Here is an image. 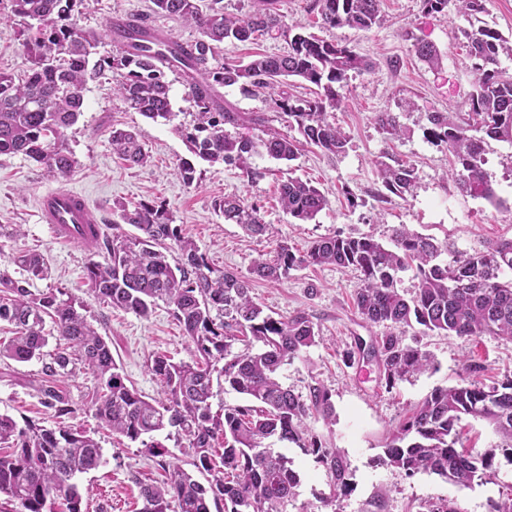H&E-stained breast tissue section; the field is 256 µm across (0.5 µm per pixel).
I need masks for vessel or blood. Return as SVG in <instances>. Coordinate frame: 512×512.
<instances>
[{
    "instance_id": "b4317fda",
    "label": "vessel or blood",
    "mask_w": 512,
    "mask_h": 512,
    "mask_svg": "<svg viewBox=\"0 0 512 512\" xmlns=\"http://www.w3.org/2000/svg\"><path fill=\"white\" fill-rule=\"evenodd\" d=\"M37 216L49 226L53 237L92 251L101 236L100 221L87 198L71 187H59L39 195Z\"/></svg>"
}]
</instances>
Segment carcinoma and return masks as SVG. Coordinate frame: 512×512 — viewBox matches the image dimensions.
<instances>
[{
  "label": "carcinoma",
  "instance_id": "carcinoma-1",
  "mask_svg": "<svg viewBox=\"0 0 512 512\" xmlns=\"http://www.w3.org/2000/svg\"><path fill=\"white\" fill-rule=\"evenodd\" d=\"M12 12L24 21V75L0 71V155L34 161L47 176H69L78 164L67 144L66 131L83 111L88 80L111 74L113 91L127 108L154 121L172 117L170 85L165 70L186 78L188 96L198 108L196 123L180 128L190 151L214 163L237 165L255 181L264 172L252 158L267 154L292 162L305 142L328 154L345 151L347 135L330 121L351 72L369 67L354 49L303 31L293 33L288 51L259 54L247 63L217 60L224 40L245 42L259 33H285L280 0H253L244 15L224 13L222 0H151L155 14L177 18L198 28L201 38L171 45L154 38L130 21L113 29L124 42L115 56H97L100 39L74 20L83 0H11ZM321 24L369 30L382 21L381 0H313ZM470 59L477 74L468 98L469 112H432L428 134L453 157L451 178L456 188L493 204L497 197L486 169L484 138L512 144V75L500 65L501 37L479 26L468 33ZM418 56L430 65L439 62L434 44H416ZM291 77L317 87L313 98L274 99L288 126L302 137L279 133L254 139L233 136L225 126L260 125L263 119L222 107L216 86L241 85L275 91ZM375 123L387 140L403 135L397 115L378 112ZM481 133L477 137L470 131ZM112 152L132 166L148 162L149 154L137 135L112 129ZM378 162L384 188L405 199L414 194L415 168L400 162ZM282 210L299 224L313 220L327 205L326 195L298 177L279 187ZM215 208L224 221L242 225L253 235L266 233L260 207L243 198L222 197ZM137 233L105 243L109 258L87 267L95 296L114 308L149 316L158 302L172 307L194 350L193 362H175L165 355L153 358L149 370L160 386L162 399L151 401L133 386L112 358L106 340L82 313L84 305L60 291L38 296L29 279L45 276L40 254L14 258L29 275L15 279L0 269V322L15 328V337L0 346V358L20 363L44 358L49 339L60 347L44 364L40 387L44 403L60 414L71 406L58 389L57 378L80 361L98 380L90 409L99 426L131 442L175 427L192 450V465L206 476L200 483L174 462H162L168 478L162 485L141 491L140 512H288L295 506L300 483L292 461L265 445L274 438L293 442L319 455L335 490L348 488L347 464L322 450L307 433L304 419L315 411L325 419L333 413L331 394L323 386L310 390V401L283 384L278 372L301 352L315 345V324L304 312L277 319L265 312L250 294L246 278L213 268L206 255L181 228L165 205L142 201L133 207H112ZM172 246L175 263L162 251ZM334 265L360 274L354 306L371 324L411 325L424 332L470 338L491 334L512 339V239L499 240L468 254L446 239L437 241L401 224L392 229L390 243L371 235L321 237L297 251L286 242L274 255L255 261L253 273L271 282L307 266ZM413 271L415 291L406 296L398 288L399 273ZM242 349L233 351L234 343ZM376 360L386 385L394 386L428 370L431 354L403 343L393 334L376 336L372 344L358 342L355 355ZM469 377L452 386L433 389L411 416L392 433L380 462L408 476L434 474L461 489H469L493 470L495 449L465 448L461 422L466 417L491 424L512 448V379L486 386L483 366H468ZM224 383L245 397V403L212 412L214 384ZM223 437L221 465L213 464L214 441ZM99 441L81 428H47L34 422L20 426L0 415V493L15 505L14 512H82V496L72 479L101 465Z\"/></svg>",
  "mask_w": 512,
  "mask_h": 512
}]
</instances>
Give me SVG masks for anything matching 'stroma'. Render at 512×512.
<instances>
[{
    "label": "stroma",
    "instance_id": "stroma-1",
    "mask_svg": "<svg viewBox=\"0 0 512 512\" xmlns=\"http://www.w3.org/2000/svg\"><path fill=\"white\" fill-rule=\"evenodd\" d=\"M151 0H89L77 18L79 27L99 35V54H116L107 33L115 17L138 16L183 42L199 39L194 26L153 14ZM381 25L362 31L343 27L331 30L316 25L312 0H283L281 11L288 25H301L306 32L352 47L369 63L367 70L351 74L344 87L343 102L331 118L348 135L345 152L332 155L316 147H302L296 161L287 163L267 156L254 158L265 175L249 181L239 168L196 161V180L185 185L176 169L190 152L177 129L194 122L196 107L188 96L182 75L167 72L170 85L171 121H152L125 108L105 78L88 81L84 107L68 129L71 150L78 166L64 180L48 177L39 165L23 156H0V268L13 277L25 272L13 265V255L35 251L49 270L44 279H33L30 289L39 294L59 289L85 304L89 321L108 341L122 375L142 395L157 396L159 385L148 366L154 355L174 361H191V347L166 304L151 315L112 307L94 297L87 276L92 261H103V249L85 251L80 245L57 242L47 225L37 223L34 211L42 192L67 185L83 191L104 222V237L132 234L131 225L115 223L114 202L158 200L164 202L185 236L191 238L210 265L250 278L252 295L266 312L286 318L295 312L309 314L318 330L315 345L285 365L280 382L300 395L321 385L331 394L333 415L323 419L310 414L305 426L323 448L340 454L349 467V491L334 493L331 478L315 455L295 444L276 443V450L294 461L300 476L298 503L322 506L323 512H427L433 502L457 500L463 512H492V505L512 492V450L501 447L493 428L480 419L463 422V442L496 451L495 473L472 488L461 489L436 475L404 472L381 464L390 435L409 417L434 388L460 382L472 362L485 365L482 380L493 385L512 378V341L483 335L473 338L423 334L420 326L396 328L405 344L428 350L433 369L386 387L376 364L348 362L345 353L355 337L386 334L383 325L367 323L353 306L360 286L357 272L334 266L306 267L290 271L278 284L254 277L251 270L260 255L288 242L306 249L321 236L369 233L388 241L394 226L405 224L437 240L451 239L460 250L480 252L492 242L512 238V144L487 140L485 168L500 200L492 205L459 192L448 176L450 156L444 146L426 137L427 116L432 112H467L475 73L468 57L464 34L472 20L456 0H449L444 13H422L420 0H382ZM434 44L441 54L438 67L421 60L418 41ZM26 64L17 19L11 16L10 0H0V71L22 73ZM222 103L234 109L263 115L264 127L247 128L257 137L264 129L286 132L282 114L268 91H246L240 86L220 88ZM395 113L406 129L405 136L389 142L379 132L376 113ZM136 130L151 158L142 167L128 166L113 155V128ZM392 154L412 164L417 183L413 197L384 195L377 162ZM310 180L329 200L315 220L291 223L279 204L277 187L287 177ZM354 193L358 206L346 195ZM238 196L258 204L268 226L265 235H247L241 226L225 222L215 210L216 199ZM44 377L39 361L18 363L0 360V414L17 422L32 421L46 427L83 426L96 430L97 421L88 409L96 386L83 364L73 367L71 377L59 388L73 411L58 415L47 407L39 392ZM103 448L102 465L75 478L88 512H140V487L161 484L164 471L155 457L138 442L107 433L98 435Z\"/></svg>",
    "mask_w": 512,
    "mask_h": 512
}]
</instances>
